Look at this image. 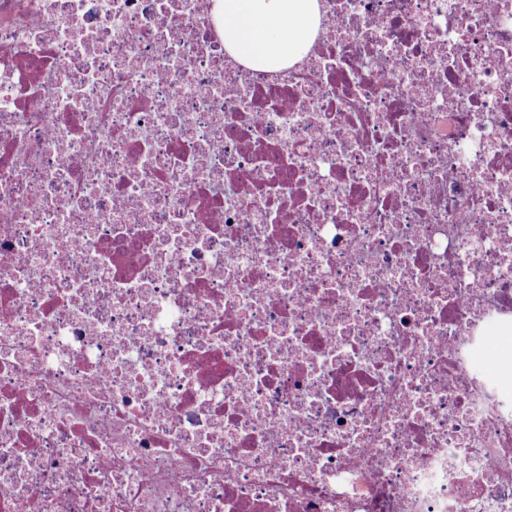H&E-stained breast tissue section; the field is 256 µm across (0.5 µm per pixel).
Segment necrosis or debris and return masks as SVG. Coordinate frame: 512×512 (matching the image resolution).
Returning a JSON list of instances; mask_svg holds the SVG:
<instances>
[{
  "mask_svg": "<svg viewBox=\"0 0 512 512\" xmlns=\"http://www.w3.org/2000/svg\"><path fill=\"white\" fill-rule=\"evenodd\" d=\"M0 0V512H512V0ZM229 59L268 71L300 61L317 37L319 0H215Z\"/></svg>",
  "mask_w": 512,
  "mask_h": 512,
  "instance_id": "obj_1",
  "label": "necrosis or debris"
}]
</instances>
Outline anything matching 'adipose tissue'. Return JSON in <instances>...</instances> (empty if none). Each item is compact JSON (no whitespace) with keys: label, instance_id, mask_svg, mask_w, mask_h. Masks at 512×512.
Listing matches in <instances>:
<instances>
[{"label":"adipose tissue","instance_id":"adipose-tissue-1","mask_svg":"<svg viewBox=\"0 0 512 512\" xmlns=\"http://www.w3.org/2000/svg\"><path fill=\"white\" fill-rule=\"evenodd\" d=\"M229 58L281 71L300 61L317 37L319 0H215Z\"/></svg>","mask_w":512,"mask_h":512}]
</instances>
